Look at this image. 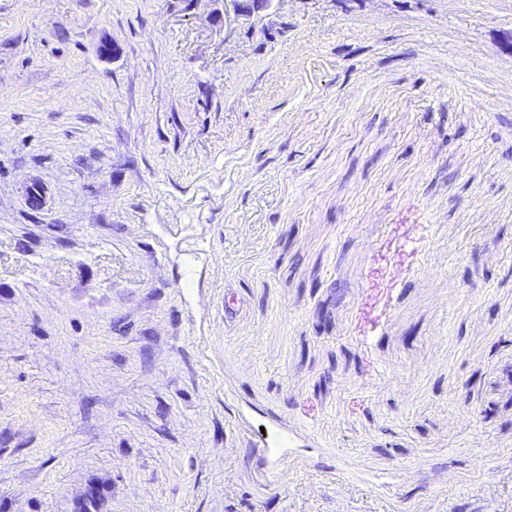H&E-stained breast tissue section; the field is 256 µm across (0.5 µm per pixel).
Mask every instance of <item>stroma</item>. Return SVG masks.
<instances>
[{"instance_id":"obj_1","label":"stroma","mask_w":512,"mask_h":512,"mask_svg":"<svg viewBox=\"0 0 512 512\" xmlns=\"http://www.w3.org/2000/svg\"><path fill=\"white\" fill-rule=\"evenodd\" d=\"M0 512H512V0H0Z\"/></svg>"}]
</instances>
